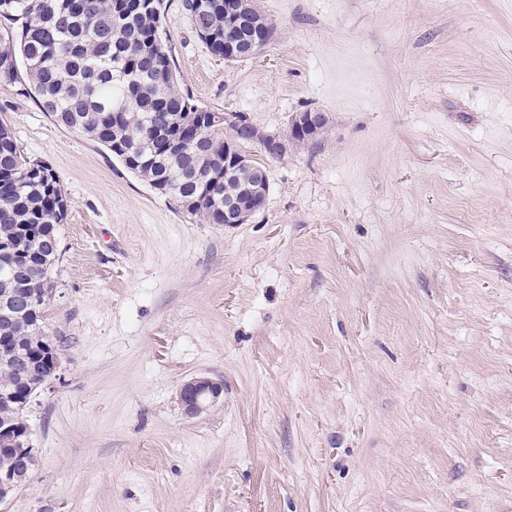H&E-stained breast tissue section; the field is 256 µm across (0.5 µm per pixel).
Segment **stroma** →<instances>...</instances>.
Returning a JSON list of instances; mask_svg holds the SVG:
<instances>
[{"instance_id": "35a3bbf8", "label": "stroma", "mask_w": 512, "mask_h": 512, "mask_svg": "<svg viewBox=\"0 0 512 512\" xmlns=\"http://www.w3.org/2000/svg\"><path fill=\"white\" fill-rule=\"evenodd\" d=\"M224 62L163 0L182 87L268 132L235 227L58 125L25 68L0 125L70 207L45 308L61 369L0 512H512V0H257ZM206 373L224 399L186 417Z\"/></svg>"}]
</instances>
